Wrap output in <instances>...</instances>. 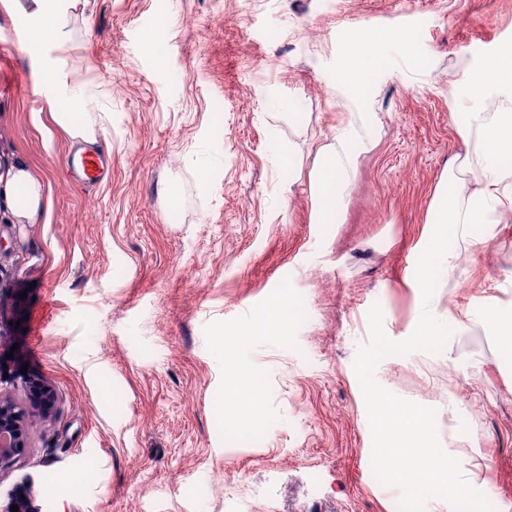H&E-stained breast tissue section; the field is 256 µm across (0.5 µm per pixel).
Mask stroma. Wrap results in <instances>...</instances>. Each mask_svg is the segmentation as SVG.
<instances>
[{"mask_svg":"<svg viewBox=\"0 0 512 512\" xmlns=\"http://www.w3.org/2000/svg\"><path fill=\"white\" fill-rule=\"evenodd\" d=\"M164 15L160 55L150 31ZM360 25L413 39L386 44L356 99L337 69ZM62 31L63 73L86 87L112 171L94 190L64 176L74 140L25 20L0 4V360L57 394L0 494L28 475L36 512H397L368 473L356 348L376 303L386 335L409 331L435 191L475 149L464 115L499 100L470 88L484 57L512 47V0H77ZM365 112L381 129L334 223H315L316 148ZM22 164L44 187L29 222L8 198ZM494 234L434 282L438 313L512 308V223ZM283 294L298 320L250 352L264 409L226 428L212 338ZM377 377L436 409L461 462L490 458L480 487L512 512V361L492 326L468 321L450 356L414 352ZM90 460L93 479L72 486Z\"/></svg>","mask_w":512,"mask_h":512,"instance_id":"1","label":"stroma"}]
</instances>
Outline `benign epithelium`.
Here are the masks:
<instances>
[{"mask_svg": "<svg viewBox=\"0 0 512 512\" xmlns=\"http://www.w3.org/2000/svg\"><path fill=\"white\" fill-rule=\"evenodd\" d=\"M21 383L26 396V406L15 404L10 396L0 390V473L12 468L28 453L26 419L29 416H49L54 409L55 390L40 380L27 379L4 362H0V387ZM31 479L23 478L0 501V512H11L10 506L19 512H30Z\"/></svg>", "mask_w": 512, "mask_h": 512, "instance_id": "obj_1", "label": "benign epithelium"}]
</instances>
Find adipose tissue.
<instances>
[{"label": "adipose tissue", "instance_id": "adipose-tissue-1", "mask_svg": "<svg viewBox=\"0 0 512 512\" xmlns=\"http://www.w3.org/2000/svg\"><path fill=\"white\" fill-rule=\"evenodd\" d=\"M71 0H32V9H25L22 0H6L15 13L30 12L34 26L28 46L33 54H40L44 45L61 43V21ZM388 36L382 30L359 26L352 36V47L341 67V82L356 97L368 93L373 86L375 72L383 68L386 58L382 45ZM63 60L45 64L44 69L53 80L56 120L71 137L85 141L96 137L95 123L90 114L79 111L78 105L86 98L83 86L67 83L63 78ZM487 81L502 94V101L492 112H474L468 119L467 136L475 137L474 154L465 155L448 168V174L438 187L431 208L432 229L422 249V300H430L432 282L437 276L452 273L461 247L484 248L493 238V230L512 213V48L502 49L485 58L481 65ZM353 122L340 123L329 142L318 146L316 167L312 174V189L317 201L315 221L330 224L343 205L345 195L355 172L362 141ZM477 174L478 186L464 192L468 174ZM44 201L40 181L26 169H18L12 182V204L17 217L32 220ZM485 228L482 236L471 233L472 225ZM298 314L295 303L279 297L253 314L244 331L236 334L218 333L213 338V351L224 365L228 383L215 402L216 413L233 415L260 411L264 402L262 376L247 371L241 365V356L247 346L269 336L287 337ZM465 324L455 316L431 315L420 311L412 326V335L432 344L439 353H447L452 336Z\"/></svg>", "mask_w": 512, "mask_h": 512}]
</instances>
